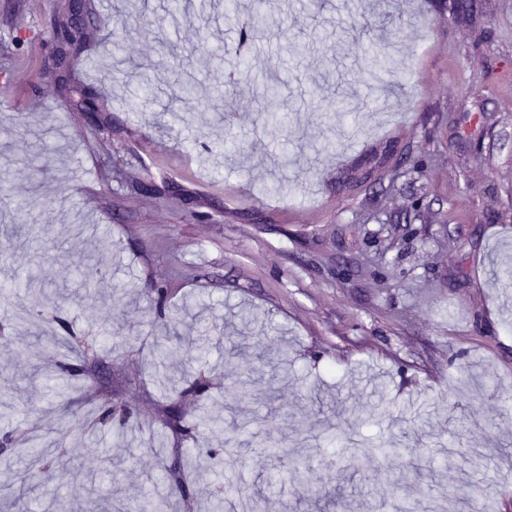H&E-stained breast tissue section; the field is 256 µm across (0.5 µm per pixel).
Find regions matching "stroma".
<instances>
[{
  "label": "stroma",
  "mask_w": 512,
  "mask_h": 512,
  "mask_svg": "<svg viewBox=\"0 0 512 512\" xmlns=\"http://www.w3.org/2000/svg\"><path fill=\"white\" fill-rule=\"evenodd\" d=\"M301 2L270 0L274 25L246 47L301 76L270 103L245 82L217 93L207 46H238L217 0H195L176 28L166 0H148L149 27L128 21L136 0H112L121 27L92 24L71 72L98 98L93 115L45 76L61 0H0V225L45 227L0 252V278L36 276L46 294L22 324L11 316L23 295L0 294V435L13 436L0 485L17 482L31 437L65 441L31 512L46 500L110 512L116 488L135 512L176 448L192 496L170 512H208L223 472L262 489L296 451L308 485L282 484L260 512H328L336 492L340 512H395L420 487L427 512H460L477 487L482 512H512V287L497 279L512 260V0H478L471 15L448 0H322L312 14ZM380 11L392 23L363 35ZM115 37L133 60L180 61L160 102L108 71ZM297 42L308 50L289 59ZM375 44L392 58L379 81L364 65ZM186 78L202 81L197 95H183ZM273 107L299 139L285 165L260 119ZM225 111L244 146L235 157L213 132ZM92 242L111 294L74 272ZM55 317L92 366L61 395L51 381L64 351L42 342ZM172 333L170 387L153 347ZM200 375L213 400L250 409L260 446L200 460L197 447L235 428L171 432L174 388ZM108 398L132 413L124 438L92 420ZM367 439L388 449L373 471L356 465Z\"/></svg>",
  "instance_id": "stroma-1"
}]
</instances>
